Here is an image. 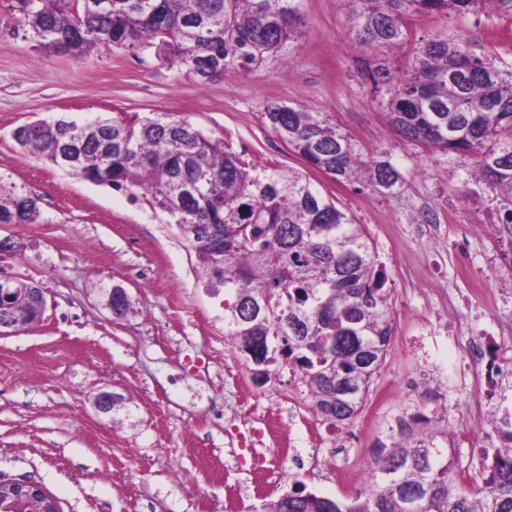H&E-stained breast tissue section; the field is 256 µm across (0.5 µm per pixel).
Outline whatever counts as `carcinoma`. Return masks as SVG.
Segmentation results:
<instances>
[{
    "mask_svg": "<svg viewBox=\"0 0 512 512\" xmlns=\"http://www.w3.org/2000/svg\"><path fill=\"white\" fill-rule=\"evenodd\" d=\"M356 45L407 40L413 14L466 15L480 0H347ZM40 48L81 59L95 48H153L199 83L277 59L299 34L298 0H16ZM364 76L388 124L437 154L475 157V175L501 193L500 231L512 238V69H498L459 41L426 40L410 69L381 61ZM277 137L313 168L375 192L403 175L388 159L366 161L321 112L284 102L265 107ZM29 156L86 181L142 195L166 213L194 253L204 287L224 294L225 335L253 360L283 361L303 374L324 421L354 419L394 332L385 273L370 236L310 179L259 173L244 155L169 113L19 126ZM40 197L0 172V224H33ZM278 344L270 346L271 341ZM496 469L479 487L459 482L421 413L392 448L376 452L368 481L344 500L294 484L258 512H512V416L502 420Z\"/></svg>",
    "mask_w": 512,
    "mask_h": 512,
    "instance_id": "1",
    "label": "carcinoma"
}]
</instances>
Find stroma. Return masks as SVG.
I'll use <instances>...</instances> for the list:
<instances>
[{
  "mask_svg": "<svg viewBox=\"0 0 512 512\" xmlns=\"http://www.w3.org/2000/svg\"><path fill=\"white\" fill-rule=\"evenodd\" d=\"M15 0H0V171L40 197L34 224H7L20 253L0 271L47 296L34 328L0 335V482L44 488L60 512H259L295 482L331 498L363 484L378 442L397 420L427 410L459 467L483 480L472 411L489 422L512 413V237L497 226L501 196L472 180V162L406 142L386 122L346 48L355 33L345 0H300L303 23L283 59L199 84L154 52L100 47L74 59L40 49ZM411 42L367 49L404 70L413 41L470 44L512 68V12L484 0L464 17L414 15ZM284 101L324 113L365 159L388 158L404 182L392 194L336 181L281 142L263 112ZM165 112L233 146L257 168L300 171L366 227L387 273L394 333L358 416L331 428L316 413L297 368L270 365L263 384L224 334L221 298L204 288L196 260L168 216L143 199L80 180L24 154L21 125ZM127 289L133 311L113 318L104 291ZM496 398L462 374L459 338L495 329ZM103 390L121 403L104 415ZM276 418L280 439L238 448L258 422Z\"/></svg>",
  "mask_w": 512,
  "mask_h": 512,
  "instance_id": "obj_1",
  "label": "stroma"
}]
</instances>
